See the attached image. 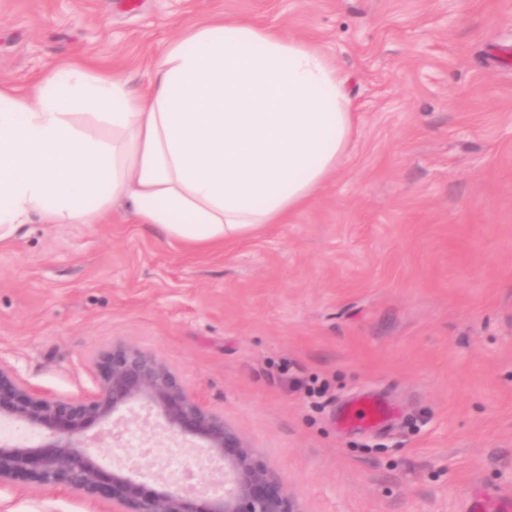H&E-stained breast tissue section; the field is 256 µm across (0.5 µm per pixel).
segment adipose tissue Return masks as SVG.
Instances as JSON below:
<instances>
[{
	"label": "adipose tissue",
	"mask_w": 512,
	"mask_h": 512,
	"mask_svg": "<svg viewBox=\"0 0 512 512\" xmlns=\"http://www.w3.org/2000/svg\"><path fill=\"white\" fill-rule=\"evenodd\" d=\"M84 109L111 141L72 124ZM355 133L346 80L316 45L214 17L183 29L139 95L77 65L23 95L0 86V242L33 216L99 223L116 200L187 247L237 242L303 210Z\"/></svg>",
	"instance_id": "adipose-tissue-1"
}]
</instances>
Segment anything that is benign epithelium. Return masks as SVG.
I'll use <instances>...</instances> for the list:
<instances>
[{"mask_svg":"<svg viewBox=\"0 0 512 512\" xmlns=\"http://www.w3.org/2000/svg\"><path fill=\"white\" fill-rule=\"evenodd\" d=\"M94 365L95 391L69 399L29 388L0 361V421L44 433L36 445L0 439V486L62 488L107 504L111 512H296L285 481L157 357L118 345L100 353ZM133 403L159 413L169 431L199 440L200 451L221 464L224 494H210L191 475L178 486L161 476L150 486L122 467H104L87 432Z\"/></svg>","mask_w":512,"mask_h":512,"instance_id":"1","label":"benign epithelium"}]
</instances>
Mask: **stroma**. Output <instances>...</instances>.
I'll return each mask as SVG.
<instances>
[{
  "instance_id": "stroma-1",
  "label": "stroma",
  "mask_w": 512,
  "mask_h": 512,
  "mask_svg": "<svg viewBox=\"0 0 512 512\" xmlns=\"http://www.w3.org/2000/svg\"><path fill=\"white\" fill-rule=\"evenodd\" d=\"M315 42L358 133L290 223L193 252L113 206L104 224L0 242V360L74 398L115 345L155 355L288 484L296 512H466L512 496V0H0V83L118 69L142 93L182 29L213 16ZM361 394L379 429L342 428ZM141 468L214 465L141 408ZM0 512H93L0 487ZM393 415V411L382 400L364 398L348 408L342 418L344 425L371 426L385 422Z\"/></svg>"
}]
</instances>
